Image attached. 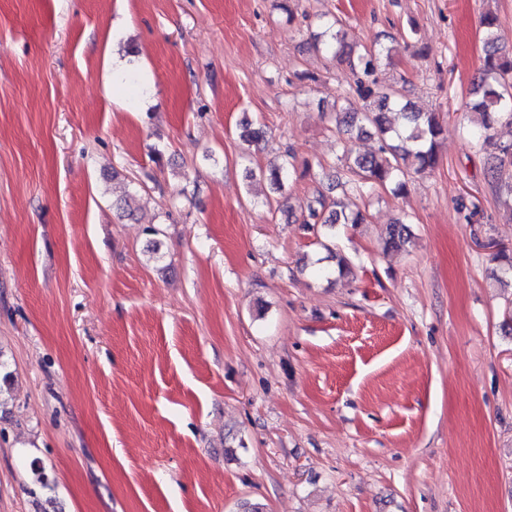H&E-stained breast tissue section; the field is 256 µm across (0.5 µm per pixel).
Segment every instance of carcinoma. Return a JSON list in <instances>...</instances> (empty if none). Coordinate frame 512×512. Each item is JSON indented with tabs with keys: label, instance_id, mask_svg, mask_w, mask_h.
Instances as JSON below:
<instances>
[{
	"label": "carcinoma",
	"instance_id": "cac0c4a2",
	"mask_svg": "<svg viewBox=\"0 0 512 512\" xmlns=\"http://www.w3.org/2000/svg\"><path fill=\"white\" fill-rule=\"evenodd\" d=\"M325 30L312 45L316 52L333 54L336 61L349 63L353 75L352 94L361 101L355 106L350 98L336 106L334 130L340 136L345 184L360 196L380 188L394 195L405 191V177L424 173L438 164L437 146L442 138L444 118L437 112H416L410 103L400 100L395 92L381 87L374 74L382 61L391 59V49L367 50L354 57L345 41L340 21L323 22ZM485 55L478 80L473 83L472 100L467 111L476 115L473 137L480 148L489 152L491 178L500 192L512 197V180L503 174L512 169V141L497 138V128L512 125V55L503 52L498 17L488 11L483 15ZM361 137L377 139V150L355 154L351 142ZM294 153L285 150L281 163L268 172L272 186L280 190L294 171ZM366 214L361 209L346 210L342 202L318 193L315 203L308 205L307 225L319 224L336 238V225L363 224ZM408 223L398 220L387 229L384 246L403 248L410 244Z\"/></svg>",
	"mask_w": 512,
	"mask_h": 512
}]
</instances>
